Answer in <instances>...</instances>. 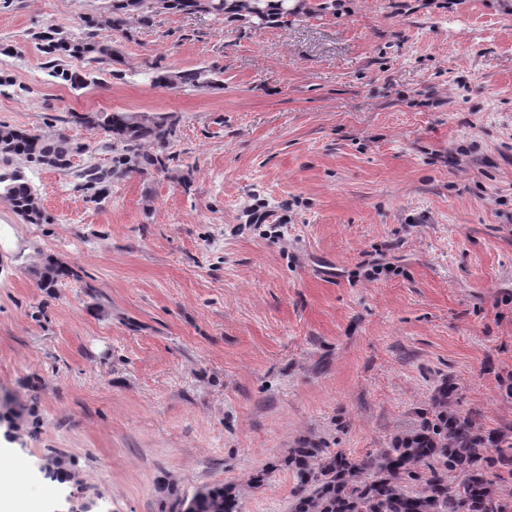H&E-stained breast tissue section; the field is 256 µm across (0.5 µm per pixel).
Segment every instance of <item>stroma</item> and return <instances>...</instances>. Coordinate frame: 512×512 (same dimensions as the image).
<instances>
[{"mask_svg": "<svg viewBox=\"0 0 512 512\" xmlns=\"http://www.w3.org/2000/svg\"><path fill=\"white\" fill-rule=\"evenodd\" d=\"M105 0H0V125L85 143L0 202V473L34 512H176L234 486L290 512L271 470L308 442L360 457L441 382L512 436V0H299L270 24L155 13L75 90L30 32ZM213 69L198 92L147 65ZM171 112L169 169L90 201L111 138L72 113ZM67 267L56 287L39 275ZM269 470L262 485L253 474Z\"/></svg>", "mask_w": 512, "mask_h": 512, "instance_id": "35a3bbf8", "label": "stroma"}]
</instances>
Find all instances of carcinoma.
<instances>
[{
  "label": "carcinoma",
  "mask_w": 512,
  "mask_h": 512,
  "mask_svg": "<svg viewBox=\"0 0 512 512\" xmlns=\"http://www.w3.org/2000/svg\"><path fill=\"white\" fill-rule=\"evenodd\" d=\"M160 8L201 13L217 19L239 18L253 6L266 11L269 22L284 17L283 0H156ZM151 16L139 11L138 0H109L100 20L105 27L126 34L131 23L146 25ZM44 54V69L54 79L74 89L96 82L92 72L73 71L64 59L83 58L89 64H111L112 42L88 31L75 38L53 26L31 34ZM214 72L205 67L167 69L157 64L143 71L152 87L201 91L214 86ZM74 121L101 128L112 137L113 166L95 165L81 172L94 199L107 197L112 176L144 167L165 170L171 161L166 148L179 122L171 113L133 111L71 114ZM156 147L152 154L145 145ZM85 150L63 132L38 131L0 125V200L25 224H49L42 199L16 160L28 168L65 169L73 156ZM68 269L47 263L40 286L53 288ZM453 391L440 385L420 424L397 433L386 448L362 457L342 451L302 445L285 461L297 477L292 512H512V500L500 495L498 483L512 476V441L486 428L477 414L461 413L451 406ZM496 453L490 454V447ZM193 496L194 512H238V500L230 486L216 485Z\"/></svg>",
  "instance_id": "cac0c4a2"
}]
</instances>
